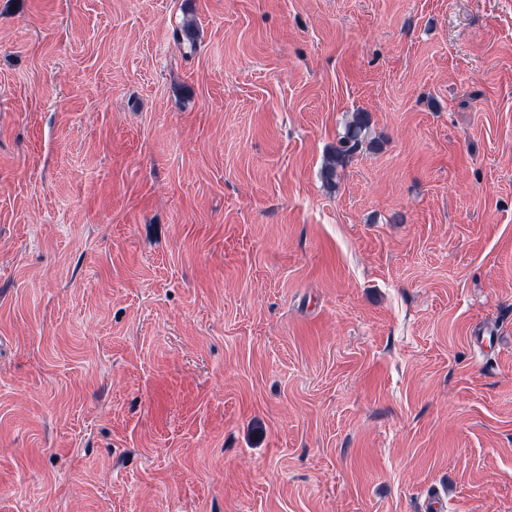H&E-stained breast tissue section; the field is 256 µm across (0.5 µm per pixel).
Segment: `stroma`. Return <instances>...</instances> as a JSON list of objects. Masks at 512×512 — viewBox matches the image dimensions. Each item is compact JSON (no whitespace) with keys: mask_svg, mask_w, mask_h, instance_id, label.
I'll return each instance as SVG.
<instances>
[{"mask_svg":"<svg viewBox=\"0 0 512 512\" xmlns=\"http://www.w3.org/2000/svg\"><path fill=\"white\" fill-rule=\"evenodd\" d=\"M434 491L512 512V0H0V512ZM369 129V117L365 112H355L346 125L345 136L327 157L322 168V177L328 185L335 186L337 170L343 168L349 158L362 145L365 132Z\"/></svg>","mask_w":512,"mask_h":512,"instance_id":"stroma-1","label":"stroma"}]
</instances>
